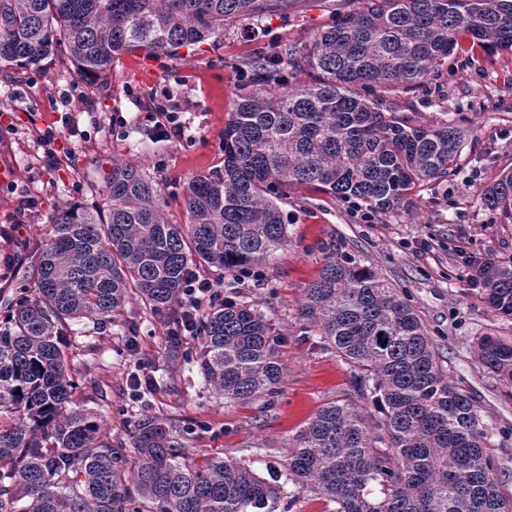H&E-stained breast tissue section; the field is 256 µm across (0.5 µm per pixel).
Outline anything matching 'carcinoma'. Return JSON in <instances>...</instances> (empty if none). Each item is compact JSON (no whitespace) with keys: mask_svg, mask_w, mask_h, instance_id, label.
<instances>
[{"mask_svg":"<svg viewBox=\"0 0 512 512\" xmlns=\"http://www.w3.org/2000/svg\"><path fill=\"white\" fill-rule=\"evenodd\" d=\"M295 0H0V65L37 69L58 47L77 73L106 81L119 56H177L260 23ZM512 55V0H367L305 45L280 44L238 68L224 122V169L187 183L172 224L153 180L115 163L103 203L58 212L27 250L29 283L0 321V512H273L280 488L222 457L197 464L163 419L132 431L134 456L101 438L77 406L62 336L112 321L133 295L152 311L179 301L192 266L248 269L288 244L278 202L293 185L355 199L372 213L409 211L445 182L464 146L454 123L413 124L381 95L424 85L461 39ZM309 72V83L293 78ZM512 218V169L483 186ZM487 308L512 317V259L475 267ZM299 316L356 369L373 410L323 405L289 446L288 480L335 512H512L498 490L477 400L448 379L428 329L373 268L334 255L303 289ZM196 362L224 403L270 406L286 370L280 337L244 301L212 303L197 323ZM475 355L512 385V341L486 334Z\"/></svg>","mask_w":512,"mask_h":512,"instance_id":"obj_1","label":"carcinoma"}]
</instances>
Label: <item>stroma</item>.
Listing matches in <instances>:
<instances>
[{
    "instance_id": "stroma-1",
    "label": "stroma",
    "mask_w": 512,
    "mask_h": 512,
    "mask_svg": "<svg viewBox=\"0 0 512 512\" xmlns=\"http://www.w3.org/2000/svg\"><path fill=\"white\" fill-rule=\"evenodd\" d=\"M365 0H298L288 16L254 25L239 20L223 37L182 52L150 57L125 52L107 82L79 75L65 54L40 69H0V161L14 166L0 182V227L16 225L13 240L0 239V295L15 298L27 279L29 243L47 236L51 219L72 204L102 201L103 178L113 163L137 166L156 182L166 216L186 220L183 194L196 176L224 165V122L239 86L237 65L277 44H305L337 17L361 10ZM415 123L454 121L469 135L446 182L429 184L413 212L365 215L355 202L308 186L289 190L288 244L254 275L204 270L223 297L255 304L282 344L287 371L272 407L262 401L225 403L205 386L195 363L198 339H183L172 352L166 316L130 299L116 323H76L66 336L69 369L83 407L103 421L113 447L131 443V429L145 414L166 419L189 457L237 461L282 486L274 512H333L321 495L297 489L284 466L288 447L319 408L330 401L364 405L352 385L355 370L313 335L300 319L304 288L326 258L345 255L373 267L407 298L428 328L449 379L474 394L490 432L500 491L512 499V387L475 359L478 336L512 340V318L490 311L470 281L466 258H512V221L488 210L480 187L512 168V55L474 47L449 56L429 87L393 91ZM179 113L182 135H159L150 117ZM55 130L48 158L37 133ZM162 377L153 395L137 397L132 372Z\"/></svg>"
}]
</instances>
